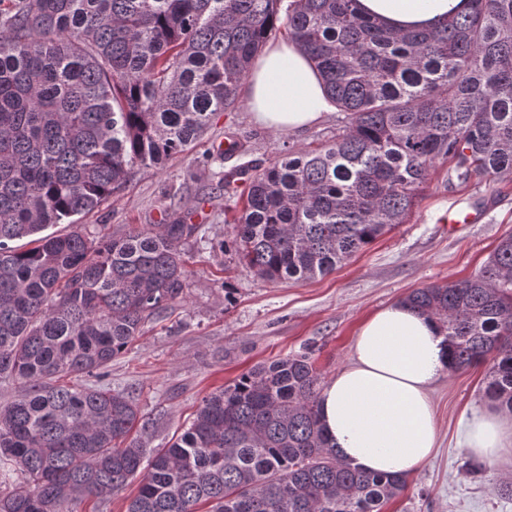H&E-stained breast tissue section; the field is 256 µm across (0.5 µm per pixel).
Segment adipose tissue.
I'll list each match as a JSON object with an SVG mask.
<instances>
[{
    "instance_id": "ef3b65f1",
    "label": "adipose tissue",
    "mask_w": 512,
    "mask_h": 512,
    "mask_svg": "<svg viewBox=\"0 0 512 512\" xmlns=\"http://www.w3.org/2000/svg\"><path fill=\"white\" fill-rule=\"evenodd\" d=\"M360 10L394 29L432 26L466 11L467 0H358ZM252 119L298 133L332 111L322 81L295 41H269L246 86ZM446 369L445 336L434 319L396 303L361 325L353 362L319 399L324 431L340 455L365 471L409 473L427 462L439 431L430 390ZM465 448L495 460L512 451V415L487 408L468 422Z\"/></svg>"
}]
</instances>
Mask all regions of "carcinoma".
<instances>
[{
	"instance_id": "cac0c4a2",
	"label": "carcinoma",
	"mask_w": 512,
	"mask_h": 512,
	"mask_svg": "<svg viewBox=\"0 0 512 512\" xmlns=\"http://www.w3.org/2000/svg\"><path fill=\"white\" fill-rule=\"evenodd\" d=\"M0 0V465L20 473L0 512H64L142 476L126 512H382L407 476L341 458L320 421L311 352L259 364L204 397L164 448L100 378L185 288L199 231L169 214L120 237L46 233L137 172L191 148L233 111L282 32L345 114L336 138L243 167L234 236L260 277H324L406 223L436 164L448 185L512 176V0H470L431 28L394 30L357 0ZM33 238L20 249L12 242ZM403 302L440 323L451 370L492 356L485 394L512 413V235L465 280Z\"/></svg>"
}]
</instances>
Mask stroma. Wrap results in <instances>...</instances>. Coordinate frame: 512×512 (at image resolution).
Returning <instances> with one entry per match:
<instances>
[{
  "label": "stroma",
  "mask_w": 512,
  "mask_h": 512,
  "mask_svg": "<svg viewBox=\"0 0 512 512\" xmlns=\"http://www.w3.org/2000/svg\"><path fill=\"white\" fill-rule=\"evenodd\" d=\"M342 113L332 111L295 133L270 131L250 117L248 100L218 116L208 132L162 168L135 173L98 209L82 218L84 232L119 235L134 224L162 223L168 210L201 229L186 247L183 299L115 358L101 382L133 397L147 448L170 441L207 394L259 362L312 351L321 383L348 366L362 322L412 290L476 274L512 233V182L449 189L437 166L407 223L357 253L331 274L305 282L258 277L223 243L233 236L224 211L233 201L217 182L238 165L267 166L284 149H310L333 138ZM246 154L225 158L227 135ZM482 219L449 232L450 211ZM488 364L448 371L431 388L440 432L434 456L407 477L405 490L383 512H512V453L481 462L464 450L466 422L487 407Z\"/></svg>",
  "instance_id": "stroma-1"
}]
</instances>
